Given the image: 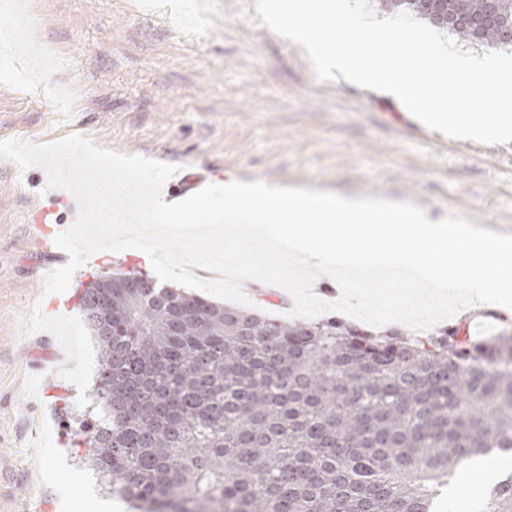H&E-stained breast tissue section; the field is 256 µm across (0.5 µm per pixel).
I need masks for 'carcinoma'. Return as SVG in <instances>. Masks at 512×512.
Here are the masks:
<instances>
[{
	"label": "carcinoma",
	"mask_w": 512,
	"mask_h": 512,
	"mask_svg": "<svg viewBox=\"0 0 512 512\" xmlns=\"http://www.w3.org/2000/svg\"><path fill=\"white\" fill-rule=\"evenodd\" d=\"M376 0L462 42L505 47L512 0ZM466 4L470 25L437 22ZM79 296L100 352L77 448L134 512H431L449 479L512 448V333L416 336L283 321L154 282ZM482 512H512V475Z\"/></svg>",
	"instance_id": "1"
}]
</instances>
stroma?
Here are the masks:
<instances>
[{
	"label": "stroma",
	"mask_w": 512,
	"mask_h": 512,
	"mask_svg": "<svg viewBox=\"0 0 512 512\" xmlns=\"http://www.w3.org/2000/svg\"><path fill=\"white\" fill-rule=\"evenodd\" d=\"M190 1L0 0L22 35L8 51L30 73L22 88L0 77V140L80 135L216 185L380 194L512 234V142L454 140L388 97L321 81L255 0H194L188 22ZM47 183L43 167L0 159V512H94L108 498L73 448L98 346L75 288L46 292L69 256L47 254L29 218L48 206L69 227L78 208ZM508 474L512 451L455 476L433 512H466V497Z\"/></svg>",
	"instance_id": "1"
}]
</instances>
